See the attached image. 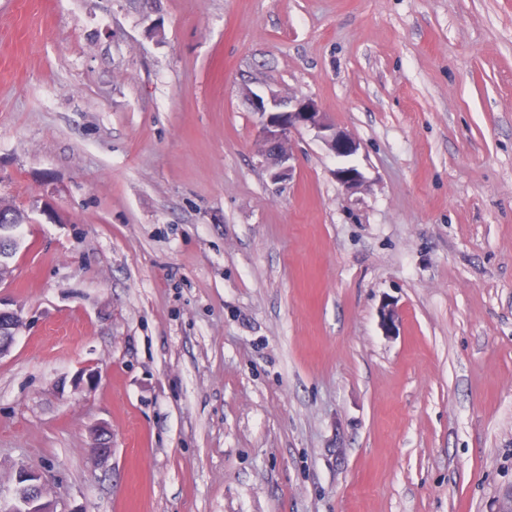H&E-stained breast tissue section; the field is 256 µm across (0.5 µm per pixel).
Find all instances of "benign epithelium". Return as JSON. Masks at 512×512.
<instances>
[{"label": "benign epithelium", "mask_w": 512, "mask_h": 512, "mask_svg": "<svg viewBox=\"0 0 512 512\" xmlns=\"http://www.w3.org/2000/svg\"><path fill=\"white\" fill-rule=\"evenodd\" d=\"M245 95L252 111L260 117L257 156L275 184L286 182L294 175L292 142L294 135L302 129L315 131L328 151L338 157L351 156L359 150V142L331 123L311 98L295 97L285 101L274 93L265 98L252 91ZM336 180L349 194L361 190L366 183L362 173L352 166L337 168ZM15 230L14 224L0 225V270L8 260V253L17 247ZM24 325L20 308H10L0 302V356L14 345ZM90 448L99 463L109 461L112 432L105 423L92 428ZM14 483L12 502L0 504V512H57L42 473L22 466L16 471Z\"/></svg>", "instance_id": "benign-epithelium-1"}]
</instances>
